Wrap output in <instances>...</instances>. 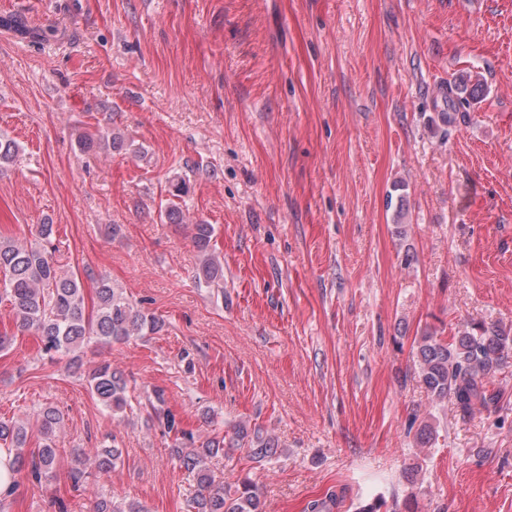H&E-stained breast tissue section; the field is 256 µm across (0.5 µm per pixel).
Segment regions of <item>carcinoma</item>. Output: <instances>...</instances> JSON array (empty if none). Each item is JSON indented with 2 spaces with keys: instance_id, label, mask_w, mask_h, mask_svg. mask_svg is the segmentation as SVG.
<instances>
[{
  "instance_id": "obj_1",
  "label": "carcinoma",
  "mask_w": 512,
  "mask_h": 512,
  "mask_svg": "<svg viewBox=\"0 0 512 512\" xmlns=\"http://www.w3.org/2000/svg\"><path fill=\"white\" fill-rule=\"evenodd\" d=\"M466 101H478L486 92L481 79L469 73L459 74L454 82ZM80 150L93 147L120 151L123 137L115 132L81 133ZM188 193L185 181L172 184L169 197L160 201L162 220L180 222L183 210L180 200ZM193 241L204 255L198 268V282L210 288L224 282V267L211 253L213 227L192 225ZM33 241L25 244L13 237L0 236V296L10 304L15 324L39 338L47 352L71 353L90 341L100 345L127 344L133 339L154 335L163 330L164 322L132 303L124 289L113 284L105 274L97 279L96 301L86 309L83 285L79 276L63 272L46 246L53 234V225L34 224L30 229ZM418 374L431 401L449 403L463 415L477 408L498 403L494 386L495 374L508 368L512 360V333L504 328L482 322L466 324L451 336L426 332L414 340ZM92 396L114 418H123L132 409L131 387L120 371L103 361L89 375ZM165 405V394L155 389L146 396L149 416L173 434L171 454L185 469L195 473L198 490L188 503L189 512H264L258 486L248 476L237 479L234 488L215 484L209 470L210 459L224 453V436L215 430L199 441L194 434L175 426L174 415ZM63 420L60 411L44 407L35 423L22 419H0V447L9 456L13 481L10 494H15L21 480L48 481L56 475L61 449L56 447L55 433ZM37 431L39 446L26 450L29 434ZM438 436L437 427L429 420L419 424L416 443L429 448ZM236 441L250 445L252 459L272 460L281 454L277 439L261 429L248 431L241 426ZM123 455L117 441L97 449L93 465L97 472L112 471ZM89 512H144L139 503L125 498L100 497Z\"/></svg>"
}]
</instances>
